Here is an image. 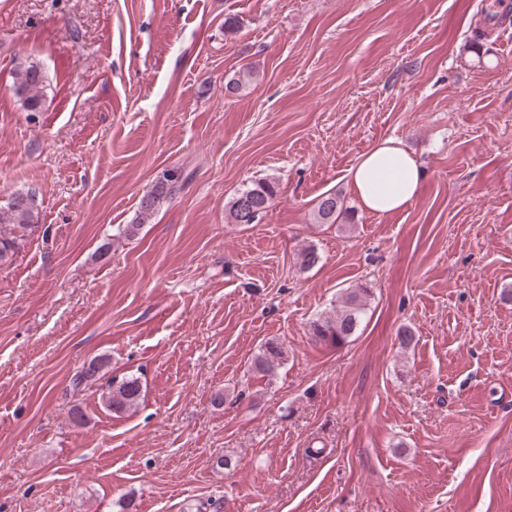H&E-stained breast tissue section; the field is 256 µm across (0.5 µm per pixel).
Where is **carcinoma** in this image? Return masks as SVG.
<instances>
[{"instance_id": "cac0c4a2", "label": "carcinoma", "mask_w": 512, "mask_h": 512, "mask_svg": "<svg viewBox=\"0 0 512 512\" xmlns=\"http://www.w3.org/2000/svg\"><path fill=\"white\" fill-rule=\"evenodd\" d=\"M46 78L41 66L29 59H20L13 69V87L16 95L30 111L40 107ZM187 177L178 169L166 170L154 184L152 190L144 194L139 202L135 221L123 229V236L134 238L143 224L154 215L160 204L176 195L185 185ZM26 201L9 207L0 206V265L9 264L24 245L26 239L37 227V212L33 197L36 191L28 189ZM276 195V182L259 180L243 188L229 205V219L234 224L250 223L249 215L255 210L263 215ZM346 213L344 202L334 194L322 196L315 207V218L319 224H334ZM372 296L371 289L365 285L344 288L336 300V307L318 317L311 324V336L321 344L340 346L349 342L361 327ZM287 359V351L282 343L266 341L253 358L251 366L257 372L273 377ZM105 365L103 360L93 361L88 368L73 375L74 390L97 376ZM107 405L114 413H123L136 407L142 397V385L136 376L112 378L107 382Z\"/></svg>"}]
</instances>
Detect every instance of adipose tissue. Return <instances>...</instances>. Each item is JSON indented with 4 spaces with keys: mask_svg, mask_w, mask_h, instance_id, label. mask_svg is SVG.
I'll return each mask as SVG.
<instances>
[{
    "mask_svg": "<svg viewBox=\"0 0 512 512\" xmlns=\"http://www.w3.org/2000/svg\"><path fill=\"white\" fill-rule=\"evenodd\" d=\"M349 180L365 210L389 214L403 210L418 196L423 172L401 140L386 138L350 168Z\"/></svg>",
    "mask_w": 512,
    "mask_h": 512,
    "instance_id": "ef3b65f1",
    "label": "adipose tissue"
}]
</instances>
